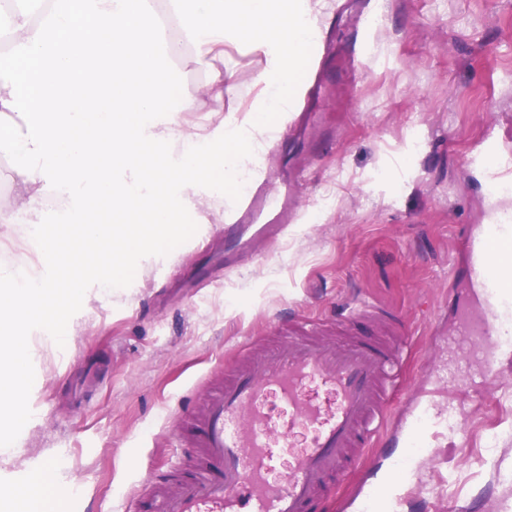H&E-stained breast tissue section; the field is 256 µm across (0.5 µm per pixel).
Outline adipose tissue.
Here are the masks:
<instances>
[{"instance_id": "adipose-tissue-1", "label": "adipose tissue", "mask_w": 512, "mask_h": 512, "mask_svg": "<svg viewBox=\"0 0 512 512\" xmlns=\"http://www.w3.org/2000/svg\"><path fill=\"white\" fill-rule=\"evenodd\" d=\"M50 0L41 19L19 7L8 21L10 54L0 57V151L13 161L14 195L0 199V224L16 225L42 257L59 238L45 230L43 202L53 195L77 209L68 233L88 248L91 276L28 278L0 266V416L24 428L22 402L30 355L19 323L35 314L58 335L53 310L72 303L87 282L101 292L124 287L129 259L156 252L196 205L223 211L268 132L263 115L296 94L297 73L313 37L309 0ZM187 38L161 45V32ZM242 37L271 52L258 73L263 110L217 138L187 130L182 113L207 102L221 111L233 70L214 71L182 91L169 60L203 59Z\"/></svg>"}]
</instances>
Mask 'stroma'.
<instances>
[{
  "instance_id": "35a3bbf8",
  "label": "stroma",
  "mask_w": 512,
  "mask_h": 512,
  "mask_svg": "<svg viewBox=\"0 0 512 512\" xmlns=\"http://www.w3.org/2000/svg\"><path fill=\"white\" fill-rule=\"evenodd\" d=\"M344 0L316 7L324 51L321 90L269 113L253 165L273 196L299 209L283 244L246 251L224 283L193 287L218 251L224 217L197 209L163 255L134 261L123 291L89 288L58 320L64 341L31 329L27 426L0 431V512L15 485L53 461L61 512H153L148 478L183 457L165 421L180 394L259 341L290 310L321 320L359 293L401 316L411 333L404 394L461 413L463 431L420 456L408 500L424 512H512V356L481 364L451 345L457 314L474 308L464 227L486 223L484 175L467 157L489 127H512V0H372L363 82L349 92V27L333 17ZM233 67L220 112H187L186 125L218 126L260 108L255 75L269 68L240 39L206 63H172L193 88Z\"/></svg>"
}]
</instances>
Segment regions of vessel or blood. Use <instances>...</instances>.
<instances>
[{
	"label": "vessel or blood",
	"mask_w": 512,
	"mask_h": 512,
	"mask_svg": "<svg viewBox=\"0 0 512 512\" xmlns=\"http://www.w3.org/2000/svg\"><path fill=\"white\" fill-rule=\"evenodd\" d=\"M476 160L487 165L489 181L512 182V141L487 137ZM278 205L264 186L244 193L225 236L243 234L256 212ZM496 242H512L510 210L496 211L487 228L472 233L469 271L482 308L463 312L452 335L461 351L484 362L486 337L501 336V351L512 352V285L496 271L512 262V253L493 250ZM353 316L352 304H344L325 320L322 334L316 324L278 316L273 345L240 350L224 371L210 373L206 394L187 397L169 416L186 438L184 464L178 474L152 476L155 512H323L335 489L394 457L396 447L424 451L459 432L447 412L413 398L402 438H392L389 385L405 327L389 315L377 335L363 336L353 328ZM312 382L334 395L330 408L306 398L304 388ZM271 393L288 410L277 429L262 406ZM302 425L310 426L311 438L281 464L277 447ZM402 485L388 472L378 496L366 498L360 512H402Z\"/></svg>",
	"instance_id": "b4317fda"
}]
</instances>
